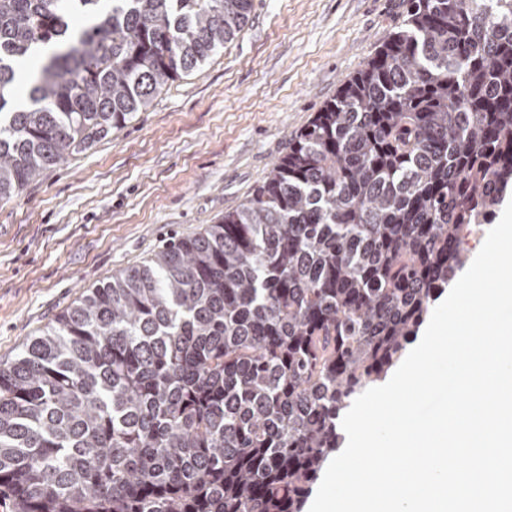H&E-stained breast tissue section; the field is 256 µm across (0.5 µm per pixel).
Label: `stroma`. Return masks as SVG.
Instances as JSON below:
<instances>
[{"mask_svg": "<svg viewBox=\"0 0 512 512\" xmlns=\"http://www.w3.org/2000/svg\"><path fill=\"white\" fill-rule=\"evenodd\" d=\"M407 0H253L247 25L86 151L0 200V366L83 292L237 209Z\"/></svg>", "mask_w": 512, "mask_h": 512, "instance_id": "1", "label": "stroma"}]
</instances>
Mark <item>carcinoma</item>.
I'll list each match as a JSON object with an SVG mask.
<instances>
[{"instance_id":"cac0c4a2","label":"carcinoma","mask_w":512,"mask_h":512,"mask_svg":"<svg viewBox=\"0 0 512 512\" xmlns=\"http://www.w3.org/2000/svg\"><path fill=\"white\" fill-rule=\"evenodd\" d=\"M407 2L245 202L0 368L12 512H303L341 411L399 364L512 192V0ZM251 9L0 0V199L147 111ZM42 49L33 107L4 111ZM512 197H510V194L505 198L504 202L497 208L496 210V214H495V219L493 220V223L492 224H487L486 227H485V230L483 231V233H480L478 236H476L474 239H472L470 241V243L468 244V250H469V254H470V260H469V264L468 266L463 270V271H460L456 274L455 278L453 279V281L451 282V284L449 285L448 288H446L442 294H440V296L438 297V299L436 300L435 302V305H434V308L439 305L445 298L446 296L448 295V291H449V288H452V286L455 284V282L460 278V276L468 269V267L470 266L471 262L473 261L474 257L477 255V253L479 252V250L481 249L483 243H484V240L486 238V235L488 233V231L493 228L495 226V224L499 221L498 220V215H499V212L506 206V204L508 203L509 200H511Z\"/></svg>"}]
</instances>
